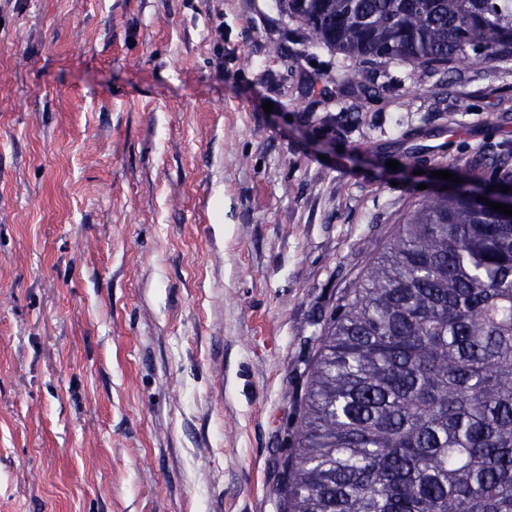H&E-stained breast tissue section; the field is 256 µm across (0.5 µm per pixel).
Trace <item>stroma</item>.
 I'll return each instance as SVG.
<instances>
[{"label":"stroma","mask_w":512,"mask_h":512,"mask_svg":"<svg viewBox=\"0 0 512 512\" xmlns=\"http://www.w3.org/2000/svg\"><path fill=\"white\" fill-rule=\"evenodd\" d=\"M352 65L285 0H0V512H284L329 314L512 152V61Z\"/></svg>","instance_id":"obj_1"}]
</instances>
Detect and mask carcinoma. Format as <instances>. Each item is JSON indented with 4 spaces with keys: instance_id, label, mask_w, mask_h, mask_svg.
Returning <instances> with one entry per match:
<instances>
[{
    "instance_id": "1",
    "label": "carcinoma",
    "mask_w": 512,
    "mask_h": 512,
    "mask_svg": "<svg viewBox=\"0 0 512 512\" xmlns=\"http://www.w3.org/2000/svg\"><path fill=\"white\" fill-rule=\"evenodd\" d=\"M370 57L512 60V0H288ZM512 182V157L491 158ZM421 200L319 336L283 470L287 512H512V215L467 171Z\"/></svg>"
}]
</instances>
